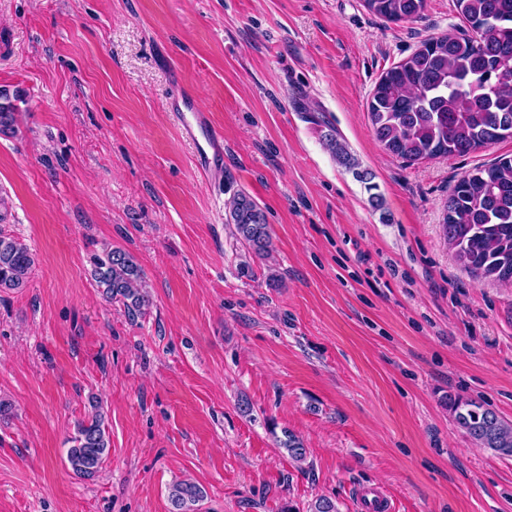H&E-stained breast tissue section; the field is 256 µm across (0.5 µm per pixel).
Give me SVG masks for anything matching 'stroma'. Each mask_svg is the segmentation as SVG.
<instances>
[{"label":"stroma","instance_id":"stroma-1","mask_svg":"<svg viewBox=\"0 0 512 512\" xmlns=\"http://www.w3.org/2000/svg\"><path fill=\"white\" fill-rule=\"evenodd\" d=\"M466 28L452 0L398 23L363 0H0V91L19 108L0 228L36 257L0 293V512H171L183 479L200 512L321 496L360 512L372 488L393 512H512V457L447 405L512 423V286L462 270L442 234L456 181L512 139L410 163L367 117L383 72ZM181 87L224 133L219 184L169 110ZM237 192L270 259L227 222ZM111 246L142 269L141 316L92 276ZM95 402L111 447L84 479L68 440ZM229 216L235 236L259 256H268L271 240L265 216L259 206L245 193L234 194L229 202ZM448 411L473 442L500 456L512 457V425L496 413L460 394L448 397Z\"/></svg>","mask_w":512,"mask_h":512}]
</instances>
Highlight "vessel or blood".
<instances>
[{"mask_svg":"<svg viewBox=\"0 0 512 512\" xmlns=\"http://www.w3.org/2000/svg\"><path fill=\"white\" fill-rule=\"evenodd\" d=\"M184 133L195 146L198 164L208 180L219 181L224 174V136L215 127L197 98L190 93L170 104Z\"/></svg>","mask_w":512,"mask_h":512,"instance_id":"vessel-or-blood-1","label":"vessel or blood"}]
</instances>
